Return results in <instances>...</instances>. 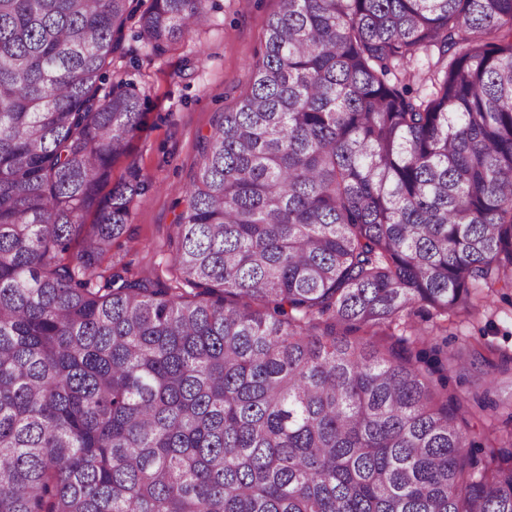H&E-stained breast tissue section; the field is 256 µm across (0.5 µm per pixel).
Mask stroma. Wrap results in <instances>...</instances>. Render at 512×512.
I'll return each instance as SVG.
<instances>
[{"label": "stroma", "instance_id": "1", "mask_svg": "<svg viewBox=\"0 0 512 512\" xmlns=\"http://www.w3.org/2000/svg\"><path fill=\"white\" fill-rule=\"evenodd\" d=\"M212 2L202 31L160 53L136 39V24L124 31L125 55L115 62V76L133 83L144 107L141 126L113 164L110 180L127 179L134 167L145 189L131 202L127 235L113 244L101 268L133 279H169V240L185 209L181 190L201 161V137L248 89L268 20L281 7V0ZM484 344L512 355L511 303L500 300L490 315L449 323V350Z\"/></svg>", "mask_w": 512, "mask_h": 512}]
</instances>
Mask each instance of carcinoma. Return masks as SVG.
Wrapping results in <instances>:
<instances>
[{
    "instance_id": "1",
    "label": "carcinoma",
    "mask_w": 512,
    "mask_h": 512,
    "mask_svg": "<svg viewBox=\"0 0 512 512\" xmlns=\"http://www.w3.org/2000/svg\"><path fill=\"white\" fill-rule=\"evenodd\" d=\"M209 13L0 0V512H512V400L446 392L512 371L447 350L512 298V0H282L171 282L102 270L143 190L102 193L120 35ZM451 375L448 380L449 387L456 389L459 395L469 397L474 393L476 387L491 377V374H486L485 369L481 372L471 371L468 374L451 373Z\"/></svg>"
}]
</instances>
